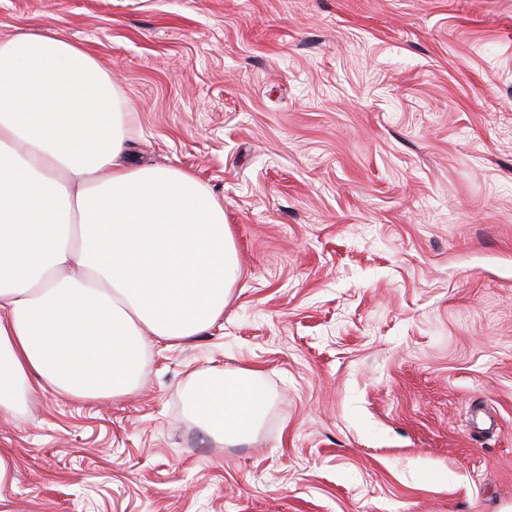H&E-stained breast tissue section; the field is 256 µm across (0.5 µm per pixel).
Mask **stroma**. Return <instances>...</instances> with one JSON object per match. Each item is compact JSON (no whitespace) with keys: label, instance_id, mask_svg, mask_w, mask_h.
Listing matches in <instances>:
<instances>
[{"label":"stroma","instance_id":"obj_1","mask_svg":"<svg viewBox=\"0 0 512 512\" xmlns=\"http://www.w3.org/2000/svg\"><path fill=\"white\" fill-rule=\"evenodd\" d=\"M87 49L140 164L224 205L221 321L138 388L0 412V512H501L512 504V0H0ZM274 395L227 447L192 374Z\"/></svg>","mask_w":512,"mask_h":512}]
</instances>
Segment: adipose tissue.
<instances>
[{"instance_id": "1", "label": "adipose tissue", "mask_w": 512, "mask_h": 512, "mask_svg": "<svg viewBox=\"0 0 512 512\" xmlns=\"http://www.w3.org/2000/svg\"><path fill=\"white\" fill-rule=\"evenodd\" d=\"M134 109L81 45L0 39V410L32 385L84 399L136 386L153 344L224 315L240 275L224 206L192 174L135 166ZM190 409L249 441L271 396L247 369L203 372Z\"/></svg>"}]
</instances>
